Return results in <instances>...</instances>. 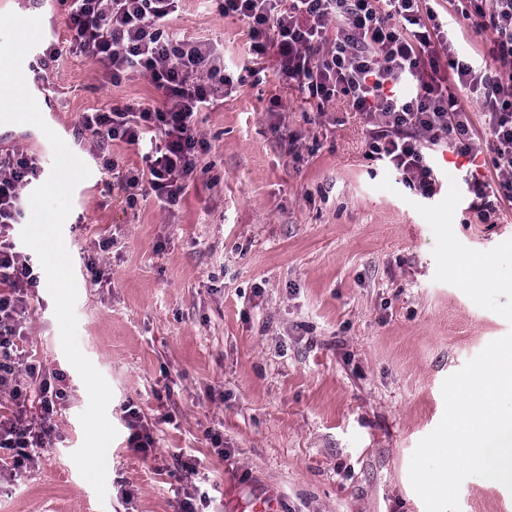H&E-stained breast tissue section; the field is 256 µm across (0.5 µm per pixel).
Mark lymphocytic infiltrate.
Instances as JSON below:
<instances>
[{
	"label": "lymphocytic infiltrate",
	"mask_w": 512,
	"mask_h": 512,
	"mask_svg": "<svg viewBox=\"0 0 512 512\" xmlns=\"http://www.w3.org/2000/svg\"><path fill=\"white\" fill-rule=\"evenodd\" d=\"M178 2L60 0L71 38L47 46L38 63L40 73H50L68 51L101 62L112 82L135 70L161 92V105L113 104L78 122L108 189L129 207L150 195L162 206L177 205L203 172L207 145L197 116L233 84L212 43L170 29ZM428 2L222 0L220 9L247 23L253 55L274 51L283 84L316 105V117L328 103H347L366 128L367 157L422 196L437 190L440 155L466 160L467 184L487 221L497 201H512V0H457L458 13L491 43L487 62L460 59L455 32ZM473 104L490 132L484 147ZM115 140L149 143L142 167H120L109 149ZM38 175L35 152L18 147L0 156V470L8 473L34 465L38 449L50 445L65 399L45 365L19 345L39 276L13 232L24 218V192Z\"/></svg>",
	"instance_id": "f902f5d3"
}]
</instances>
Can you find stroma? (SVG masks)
<instances>
[{
	"instance_id": "stroma-1",
	"label": "stroma",
	"mask_w": 512,
	"mask_h": 512,
	"mask_svg": "<svg viewBox=\"0 0 512 512\" xmlns=\"http://www.w3.org/2000/svg\"><path fill=\"white\" fill-rule=\"evenodd\" d=\"M170 27L214 43L238 81L197 117L208 172L178 206L113 202L95 150L75 134L82 113L151 104L150 79L132 72L115 84L97 60L69 52L48 76L61 137L91 165L63 237L78 344L111 387L117 436L101 500L72 459L87 390L39 285L22 344L62 375L67 397L37 465L0 480V512H179L192 485L213 512H245L260 497L280 512H425L409 466L442 418V384L512 332V204L481 223L453 162L421 197L366 158L365 129L345 106L307 120L274 54L259 61L261 83L243 78L248 28L219 0H180ZM471 255L492 264L485 284L454 264ZM92 258L110 281L91 284ZM130 403L153 425L151 456L127 446ZM192 455L202 465L188 475L177 461ZM459 505L512 512V491L471 476Z\"/></svg>"
}]
</instances>
